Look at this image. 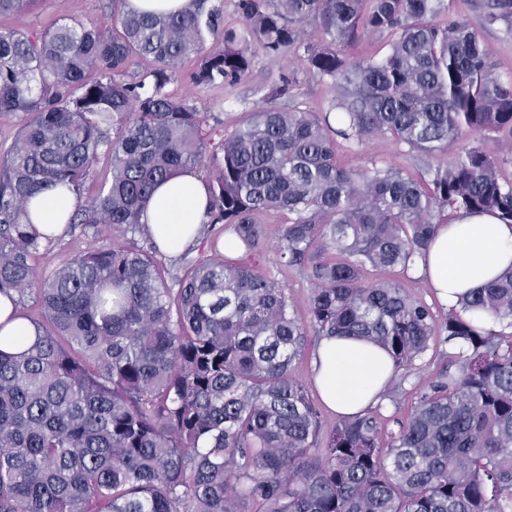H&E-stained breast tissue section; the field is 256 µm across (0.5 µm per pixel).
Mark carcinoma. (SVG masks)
Wrapping results in <instances>:
<instances>
[{
    "instance_id": "obj_1",
    "label": "carcinoma",
    "mask_w": 512,
    "mask_h": 512,
    "mask_svg": "<svg viewBox=\"0 0 512 512\" xmlns=\"http://www.w3.org/2000/svg\"><path fill=\"white\" fill-rule=\"evenodd\" d=\"M112 26L0 29V294L38 336L0 343V512H512V266L443 319L391 277L410 279L441 224L495 213L512 224V78L495 74L454 0H190L127 10ZM512 28V0H474ZM214 47H203V31ZM388 37L378 58L349 54ZM293 53L334 91L327 108L269 85V107L232 130L167 91L196 57V85H234L251 57ZM449 162L412 175L348 165L340 142L387 137ZM112 178L86 187L100 154ZM198 172L208 239L167 268L141 222L162 181ZM61 189L68 224L105 235L48 275L30 203ZM268 212L277 264L311 285L308 319L262 261ZM383 274L368 278V269ZM380 346L399 389L433 337L448 362L414 387L405 416L380 408L322 425L321 398L293 374L308 336Z\"/></svg>"
}]
</instances>
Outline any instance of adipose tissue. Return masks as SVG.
Returning <instances> with one entry per match:
<instances>
[{
  "label": "adipose tissue",
  "mask_w": 512,
  "mask_h": 512,
  "mask_svg": "<svg viewBox=\"0 0 512 512\" xmlns=\"http://www.w3.org/2000/svg\"><path fill=\"white\" fill-rule=\"evenodd\" d=\"M204 183L184 173L161 185L142 216L162 252L178 256L195 244L207 220ZM512 266V226L492 213H461L443 225L417 262L418 275L446 302L478 291ZM388 355L372 343L326 336L319 342L313 373L324 404L339 415L359 414L385 400L391 375Z\"/></svg>",
  "instance_id": "ef3b65f1"
}]
</instances>
